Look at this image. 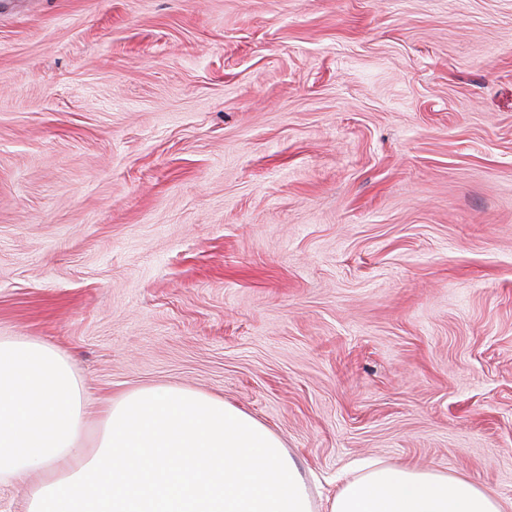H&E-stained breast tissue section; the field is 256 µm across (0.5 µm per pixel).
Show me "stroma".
<instances>
[{
  "label": "stroma",
  "instance_id": "obj_1",
  "mask_svg": "<svg viewBox=\"0 0 512 512\" xmlns=\"http://www.w3.org/2000/svg\"><path fill=\"white\" fill-rule=\"evenodd\" d=\"M0 335L511 501L512 0H0Z\"/></svg>",
  "mask_w": 512,
  "mask_h": 512
}]
</instances>
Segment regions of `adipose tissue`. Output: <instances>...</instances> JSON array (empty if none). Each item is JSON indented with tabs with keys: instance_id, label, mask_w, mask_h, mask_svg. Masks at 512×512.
I'll return each mask as SVG.
<instances>
[{
	"instance_id": "adipose-tissue-1",
	"label": "adipose tissue",
	"mask_w": 512,
	"mask_h": 512,
	"mask_svg": "<svg viewBox=\"0 0 512 512\" xmlns=\"http://www.w3.org/2000/svg\"><path fill=\"white\" fill-rule=\"evenodd\" d=\"M100 428L88 439L86 420ZM25 512H314L280 438L223 400L169 385L96 406L66 353L0 336V484ZM325 512H512L476 480L371 462Z\"/></svg>"
}]
</instances>
